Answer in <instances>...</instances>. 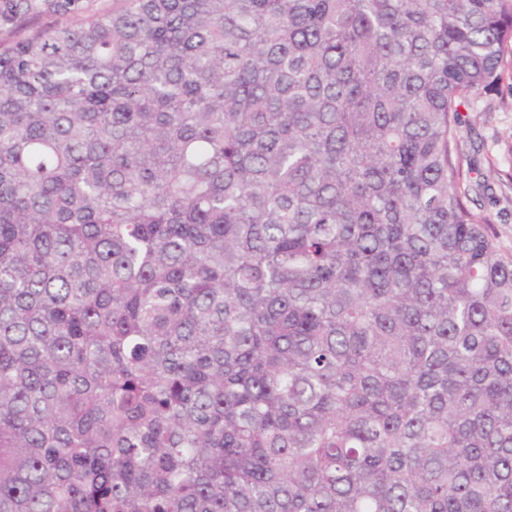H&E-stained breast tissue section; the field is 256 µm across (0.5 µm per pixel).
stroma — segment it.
<instances>
[{
    "mask_svg": "<svg viewBox=\"0 0 512 512\" xmlns=\"http://www.w3.org/2000/svg\"><path fill=\"white\" fill-rule=\"evenodd\" d=\"M11 0H0V41L57 24L111 13L115 0H72L67 13L55 12V0H26L14 12ZM462 162L484 185L480 203L493 220L501 254L512 255V65H505L496 89L480 95L460 112Z\"/></svg>",
    "mask_w": 512,
    "mask_h": 512,
    "instance_id": "35a3bbf8",
    "label": "stroma"
}]
</instances>
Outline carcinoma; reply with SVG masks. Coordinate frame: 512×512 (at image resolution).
<instances>
[{
    "label": "carcinoma",
    "instance_id": "obj_1",
    "mask_svg": "<svg viewBox=\"0 0 512 512\" xmlns=\"http://www.w3.org/2000/svg\"><path fill=\"white\" fill-rule=\"evenodd\" d=\"M512 0H119L0 44V512H512V256L459 112Z\"/></svg>",
    "mask_w": 512,
    "mask_h": 512
}]
</instances>
